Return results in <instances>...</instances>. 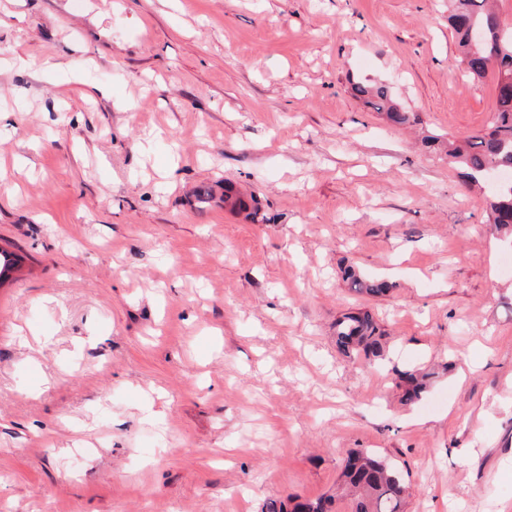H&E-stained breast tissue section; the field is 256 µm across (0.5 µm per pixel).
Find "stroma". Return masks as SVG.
Segmentation results:
<instances>
[{"mask_svg": "<svg viewBox=\"0 0 512 512\" xmlns=\"http://www.w3.org/2000/svg\"><path fill=\"white\" fill-rule=\"evenodd\" d=\"M458 54L448 0H0V512H266L353 448L404 512H512V238L350 92L467 138ZM352 94L363 105L377 112L392 127H406L422 124L418 113L407 111L392 95L389 87L383 83H351ZM343 274L350 289L357 294L378 297L389 291V285L386 282L369 278L352 266L345 267ZM385 338L380 324L367 310L346 312L336 319V348L345 357L363 354L368 359H382ZM398 378L399 387L403 388V400L411 403L419 400L426 392L435 378V373L415 369L398 373Z\"/></svg>", "mask_w": 512, "mask_h": 512, "instance_id": "35a3bbf8", "label": "stroma"}]
</instances>
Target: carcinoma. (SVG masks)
I'll return each instance as SVG.
<instances>
[{
	"mask_svg": "<svg viewBox=\"0 0 512 512\" xmlns=\"http://www.w3.org/2000/svg\"><path fill=\"white\" fill-rule=\"evenodd\" d=\"M448 27L458 39L460 64L464 69L477 79L490 72L495 76L492 118L486 132L463 144L432 132L422 142L429 150L444 155L463 182L481 187L489 167L497 165L512 170V28L501 24L490 0H450ZM479 27L487 31V40L470 42L469 31ZM351 91L366 108L378 113L392 127L422 123L419 114L407 111L383 83L354 82ZM487 204L488 224L497 230L512 231V183L498 185ZM224 205L251 218L257 216V211L250 209L249 203L229 182L224 183ZM343 274L357 294L378 297L389 291L387 283L369 278L352 266L345 267ZM335 339L338 352L346 357L361 354L374 360L384 357L385 332L367 310L346 312L337 318ZM398 378L403 400L411 403L426 392L435 373L415 369L398 374ZM408 494L409 486L399 470L370 450L357 448L346 453L336 493L291 508L282 502L278 512H327L336 502L346 504L347 512H403Z\"/></svg>",
	"mask_w": 512,
	"mask_h": 512,
	"instance_id": "obj_1",
	"label": "carcinoma"
}]
</instances>
